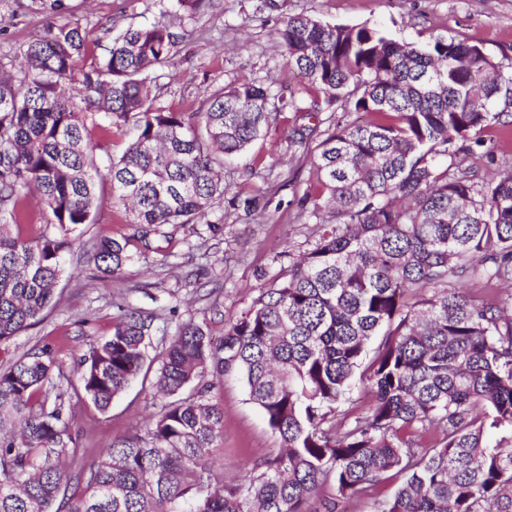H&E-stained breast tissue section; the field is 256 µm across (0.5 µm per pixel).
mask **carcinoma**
Instances as JSON below:
<instances>
[{
    "label": "carcinoma",
    "instance_id": "1",
    "mask_svg": "<svg viewBox=\"0 0 512 512\" xmlns=\"http://www.w3.org/2000/svg\"><path fill=\"white\" fill-rule=\"evenodd\" d=\"M53 14L64 0L34 3ZM178 36L130 23L89 56L80 24L53 19L0 56V350L44 318L78 227L112 201L133 233L104 237L89 261L112 280L132 243L205 224L224 200V161L242 158L292 114L291 144L310 155L292 203L316 224L309 248L215 345L189 319L162 347V399L145 429L100 452L83 492L59 497L64 463L83 456L72 398L105 412L138 380L156 316L117 307L112 333L85 342L74 396L52 393L47 345L0 366V512H319L318 492L365 493L403 480L375 512H512V166L488 178L468 163L512 104V59L458 36L398 41L364 25L296 15L276 29L283 64L304 80L273 92L212 86L195 112L156 104ZM342 100L369 116H328ZM44 222L28 236V197ZM261 194L228 200L249 214ZM484 288L477 296L462 284ZM239 373L281 450L224 483V411L208 377ZM373 399L350 420L354 379Z\"/></svg>",
    "mask_w": 512,
    "mask_h": 512
}]
</instances>
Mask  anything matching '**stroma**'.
Wrapping results in <instances>:
<instances>
[{"label":"stroma","instance_id":"35a3bbf8","mask_svg":"<svg viewBox=\"0 0 512 512\" xmlns=\"http://www.w3.org/2000/svg\"><path fill=\"white\" fill-rule=\"evenodd\" d=\"M69 19L78 21L89 47L105 42L109 28L129 21L163 22L178 36V46L166 69L159 106L191 112L205 106L213 84L258 80L280 90L294 77L283 67L273 41L288 17L308 15L328 23L378 26L398 40L429 36H460L482 45L493 57H512V0H212L201 14L168 16L169 0H68ZM51 18L40 11L14 12L12 0H0V55L29 40ZM290 122H281L257 141L264 171L246 175L243 163L225 166L230 194L248 195L262 189L271 198L263 211L245 214L220 206V231L206 225L169 228L165 255L143 251L119 279L94 278L87 252L95 239L131 234L129 214L113 206L109 184L100 185L102 198L91 224L66 259L55 304L44 320L17 336L8 350L18 356L32 347L51 346L62 365L59 389L73 390L78 376L73 360L83 335L112 332L113 304L127 300L161 318L193 319L213 339H220L232 319L259 297L265 278L287 271L314 226L292 205V192L305 189L309 168L307 149L289 145ZM215 399L224 411L225 479L245 475L279 449V439L262 411L248 399L240 374L225 373L216 382ZM159 399L151 387L134 383L115 398L107 412L90 402L75 404L76 427L84 456L69 468L68 492L83 488L88 467L116 439L143 429L157 412Z\"/></svg>","mask_w":512,"mask_h":512}]
</instances>
